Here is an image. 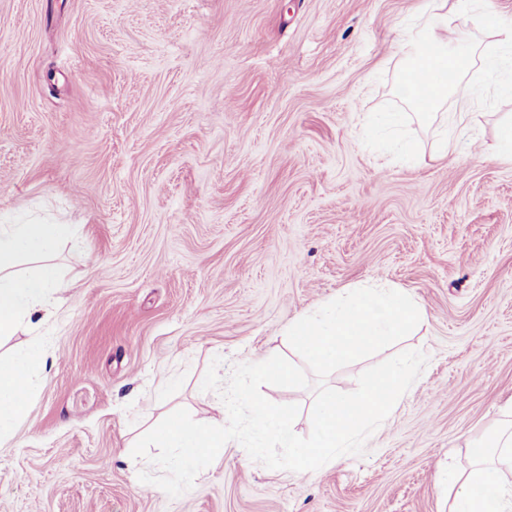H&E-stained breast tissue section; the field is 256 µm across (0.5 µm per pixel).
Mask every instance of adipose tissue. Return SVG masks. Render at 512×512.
<instances>
[{"label":"adipose tissue","mask_w":512,"mask_h":512,"mask_svg":"<svg viewBox=\"0 0 512 512\" xmlns=\"http://www.w3.org/2000/svg\"><path fill=\"white\" fill-rule=\"evenodd\" d=\"M471 2L428 0L429 23L410 18L402 24L406 68L399 82L407 98H414L416 89L410 81V69L428 64L432 81L426 105L429 112H436L451 92L449 70L466 73L477 55L470 48L453 49L455 32L448 25L449 16L468 12ZM74 233L70 224L0 225V339L30 325L34 314H55L68 283L53 257ZM22 258L32 260V268L18 271L17 262ZM42 360L43 354L36 347L0 356V438L25 417L35 393L31 375ZM505 470H512L511 420L503 421L490 439L473 441L469 470H449V512H512V496L500 480Z\"/></svg>","instance_id":"adipose-tissue-1"}]
</instances>
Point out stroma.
<instances>
[{
	"instance_id": "stroma-1",
	"label": "stroma",
	"mask_w": 512,
	"mask_h": 512,
	"mask_svg": "<svg viewBox=\"0 0 512 512\" xmlns=\"http://www.w3.org/2000/svg\"><path fill=\"white\" fill-rule=\"evenodd\" d=\"M426 0H0V224H74L56 255V315L0 341L45 340L37 395L0 444V512H448V469L512 403V71L456 77L459 155L433 157L442 116L400 95V25ZM512 0L453 18L489 42ZM364 112H403L405 160ZM384 284L424 318L331 373L349 393L404 350L428 357L364 455L269 469L235 441L172 498L133 458L158 419L218 416L201 383L249 351L303 359L291 320ZM312 430L315 387L266 385Z\"/></svg>"
}]
</instances>
